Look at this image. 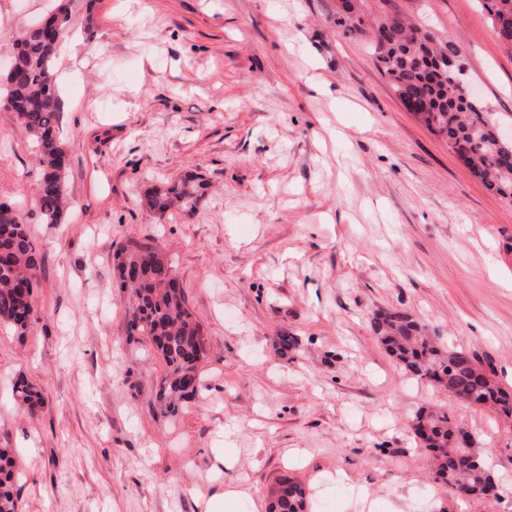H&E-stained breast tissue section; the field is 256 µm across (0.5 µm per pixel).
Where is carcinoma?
<instances>
[{
    "instance_id": "carcinoma-1",
    "label": "carcinoma",
    "mask_w": 512,
    "mask_h": 512,
    "mask_svg": "<svg viewBox=\"0 0 512 512\" xmlns=\"http://www.w3.org/2000/svg\"><path fill=\"white\" fill-rule=\"evenodd\" d=\"M483 8L497 37L507 35L512 47V0H483ZM60 21L62 34L72 25L70 2L50 14ZM337 25L351 33L365 31L356 12ZM60 43L33 26L13 39L15 71L0 74V112H11L14 122L34 154L38 170L34 213L23 211L9 199L0 202V324L22 336L33 316L35 276L43 263L28 234L30 218L41 224H62L68 209L65 186L67 150L61 140L60 102L56 95L55 60ZM372 49L396 94L427 128L448 141V147L502 201L512 204V146L497 145L498 118L481 101L463 94L447 60L457 55L451 39L439 41L397 14L377 22ZM202 184L185 178L146 195V206L158 213L172 207L191 212L202 195ZM119 287L128 292L130 334L148 336L167 366L155 394L170 414L195 397L201 388L198 367L207 354L200 323L189 311L173 261L159 248L142 243L122 247L115 256ZM372 330L408 375L426 380L448 393L453 401L494 413L512 429V390L502 387L494 370L463 347L445 346L427 335L404 310L375 314ZM22 404L33 409L39 393L23 378L16 384ZM428 426L429 450L436 479L464 497L483 498L488 488H499L488 449L470 435L468 445L456 438L468 427L450 405L421 409L413 430ZM305 485L281 476L272 493L270 512H308ZM16 463L11 448H0V512H17Z\"/></svg>"
}]
</instances>
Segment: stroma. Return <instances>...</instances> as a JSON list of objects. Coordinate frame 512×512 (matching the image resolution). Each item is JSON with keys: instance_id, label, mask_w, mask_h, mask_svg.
I'll list each match as a JSON object with an SVG mask.
<instances>
[{"instance_id": "stroma-1", "label": "stroma", "mask_w": 512, "mask_h": 512, "mask_svg": "<svg viewBox=\"0 0 512 512\" xmlns=\"http://www.w3.org/2000/svg\"><path fill=\"white\" fill-rule=\"evenodd\" d=\"M453 37L487 111L512 113V48L479 0H357ZM54 0H0L10 37ZM81 66L59 100L70 202L28 224L45 262L25 335L0 326V448L18 512H262L289 475L309 512H512L435 481L410 427L447 394L376 341L399 308L475 351L512 387V205L409 112L343 0H73ZM205 187L195 212L156 215L168 182ZM0 195L32 210L37 176L0 112ZM174 263L207 356L170 416L167 367L128 333L113 255L129 241ZM296 345L281 352L278 339ZM39 392L37 411L15 393ZM512 481V432L455 404ZM242 486L225 501L224 489Z\"/></svg>"}]
</instances>
